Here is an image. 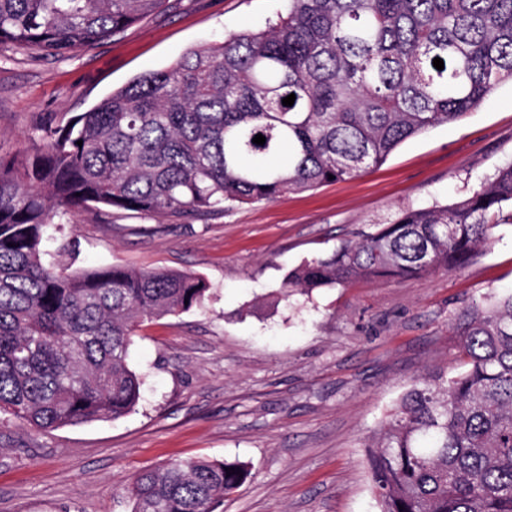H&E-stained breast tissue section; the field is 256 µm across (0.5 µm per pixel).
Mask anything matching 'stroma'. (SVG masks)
Instances as JSON below:
<instances>
[{
    "label": "stroma",
    "mask_w": 512,
    "mask_h": 512,
    "mask_svg": "<svg viewBox=\"0 0 512 512\" xmlns=\"http://www.w3.org/2000/svg\"><path fill=\"white\" fill-rule=\"evenodd\" d=\"M287 0H168L163 12L63 56L0 45V153L62 127L191 48L264 29ZM512 163V83L464 119L408 139L360 177L197 219L85 207L48 250L203 276L205 308L146 322L129 414L38 430L0 421V512H131L126 488L174 460L240 461L222 512H377L364 448L418 375L459 371L451 324L512 288V224L465 267L283 297L286 273L376 232L405 208L452 204Z\"/></svg>",
    "instance_id": "35a3bbf8"
}]
</instances>
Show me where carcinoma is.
Instances as JSON below:
<instances>
[{"label": "carcinoma", "mask_w": 512, "mask_h": 512, "mask_svg": "<svg viewBox=\"0 0 512 512\" xmlns=\"http://www.w3.org/2000/svg\"><path fill=\"white\" fill-rule=\"evenodd\" d=\"M164 5L0 0V45L64 55ZM509 81L512 0H288L266 29L190 49L64 127L38 125L0 155V413L42 430L125 416L142 397L139 328L209 297L199 275L46 260L54 218L87 206L198 217L353 179ZM505 221L512 163L466 198L304 262L285 296L461 268ZM454 335L463 371L413 379L366 445L378 512H512V291L471 302ZM250 475L173 461L127 493L132 512H218Z\"/></svg>", "instance_id": "cac0c4a2"}]
</instances>
